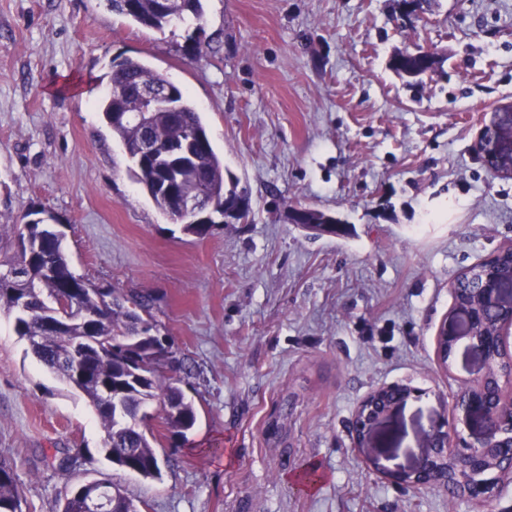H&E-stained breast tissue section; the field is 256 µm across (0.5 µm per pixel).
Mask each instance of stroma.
Wrapping results in <instances>:
<instances>
[{"label": "stroma", "instance_id": "obj_1", "mask_svg": "<svg viewBox=\"0 0 512 512\" xmlns=\"http://www.w3.org/2000/svg\"><path fill=\"white\" fill-rule=\"evenodd\" d=\"M394 0H206L202 30L159 32L107 0H0V237L53 215L74 273L154 299L160 335L189 372L186 437L153 424L160 479L113 467L85 398L42 365L0 311V457L23 512H61L110 474L142 512H512V484L479 508L447 487L386 480L408 469L483 371L435 336L469 267L512 244V179L474 149L512 102V0H436L398 20ZM436 53L412 80L399 51ZM183 86L250 205L202 238L134 180L97 101L113 58ZM327 212L344 236L289 223ZM402 384L418 397L381 420L369 449L352 428L363 399ZM323 479L293 480L308 464ZM438 61L433 53L428 64L409 51L395 53L390 60V68L401 77L418 78L424 74L435 72Z\"/></svg>", "mask_w": 512, "mask_h": 512}]
</instances>
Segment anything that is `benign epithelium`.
<instances>
[{
    "label": "benign epithelium",
    "mask_w": 512,
    "mask_h": 512,
    "mask_svg": "<svg viewBox=\"0 0 512 512\" xmlns=\"http://www.w3.org/2000/svg\"><path fill=\"white\" fill-rule=\"evenodd\" d=\"M166 99L167 93L160 88L143 89L137 121L147 123L150 112L166 103ZM476 150L484 162H493L489 166L493 175L512 177V136L504 141L501 124L494 122L481 130ZM209 207L210 203L202 194L183 197L175 204L178 215L194 223L207 218ZM477 294L479 306L453 308L450 322L438 331L436 345L439 361L444 366L461 340L481 358L485 367L483 375L456 394L453 413L464 422L480 419L482 431L470 441L455 444L442 423L429 436L428 450L415 466L384 470L382 474L393 483L413 489L443 484L462 499L482 505L498 496L504 481L512 482V412L504 410V404H512V346L502 334L503 327L512 325V285L484 284ZM487 309L500 311L501 317L490 332L480 336L477 328L487 323ZM493 375L498 380V391L490 396L485 384ZM414 393L415 390L406 385L374 389L357 411L354 443L360 447L371 440L375 426Z\"/></svg>",
    "instance_id": "benign-epithelium-1"
}]
</instances>
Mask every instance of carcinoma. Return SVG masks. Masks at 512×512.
Wrapping results in <instances>:
<instances>
[{
  "mask_svg": "<svg viewBox=\"0 0 512 512\" xmlns=\"http://www.w3.org/2000/svg\"><path fill=\"white\" fill-rule=\"evenodd\" d=\"M110 8L131 22L162 31L189 21L201 28L205 0H181L172 9L160 0H107ZM402 17L421 13L431 0H394ZM431 58L425 64L408 51L394 54L390 68L401 77L418 78L437 69ZM162 87L168 91V104L152 113L149 135L156 154L139 157L144 132L134 120L118 121L117 113H135L141 90ZM98 109L112 136L133 162L136 182L165 215L173 216V200L193 190L207 193L217 205L238 196L236 186L226 187L224 159L214 146L197 153V160H172L167 148L177 142H194L208 135L202 112L189 93L166 75L138 58L125 57L111 66L109 88ZM29 233L34 250L19 249L0 262L17 270L10 283H0V310L13 316L14 330L24 337L40 362L81 393L92 405L112 444L110 461L119 468L132 467L134 474L161 478L160 460L147 436V428L136 427L147 405L155 400L169 404L165 424L176 434L186 436L197 422L194 404L181 388L184 378L174 375L176 360L164 345L154 350L140 345L138 350L114 353V341L139 335L142 323H152L153 299L136 295L126 306L112 297V289L96 287L75 275L63 246V235L52 224H29L16 228L17 239ZM483 277L469 270L453 285L454 300L473 302L474 281ZM90 338L84 366L88 379L80 381L71 373L75 346ZM109 489L108 508L104 512H139L109 477L103 478ZM0 512H22V494L14 464L0 459ZM62 512H92L85 504L80 488L66 498Z\"/></svg>",
  "mask_w": 512,
  "mask_h": 512,
  "instance_id": "1",
  "label": "carcinoma"
}]
</instances>
